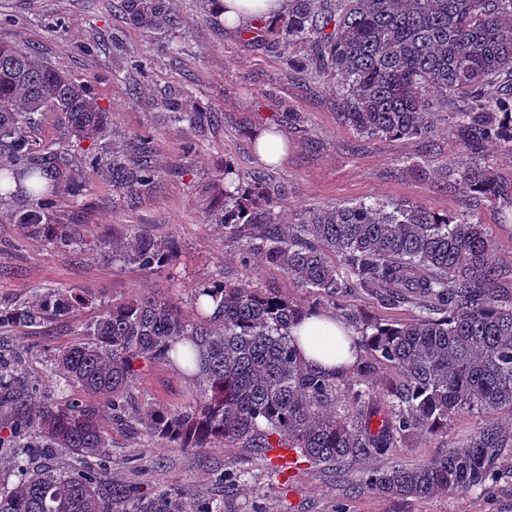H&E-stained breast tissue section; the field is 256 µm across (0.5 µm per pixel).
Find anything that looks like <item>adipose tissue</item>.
<instances>
[{"label": "adipose tissue", "mask_w": 512, "mask_h": 512, "mask_svg": "<svg viewBox=\"0 0 512 512\" xmlns=\"http://www.w3.org/2000/svg\"><path fill=\"white\" fill-rule=\"evenodd\" d=\"M223 3L225 18L236 25L257 17L272 19L288 10V0H223ZM291 333L300 342L304 361H315L327 368L352 362L342 339L343 330L333 317L306 318L294 325Z\"/></svg>", "instance_id": "obj_1"}]
</instances>
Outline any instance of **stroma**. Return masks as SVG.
I'll list each match as a JSON object with an SVG mask.
<instances>
[{"label":"stroma","mask_w":512,"mask_h":512,"mask_svg":"<svg viewBox=\"0 0 512 512\" xmlns=\"http://www.w3.org/2000/svg\"><path fill=\"white\" fill-rule=\"evenodd\" d=\"M113 0H0V42L38 51L41 60L63 68L88 84L108 113L110 135L98 141L68 139L60 112L45 111L30 138L37 147H66L83 186L80 198L59 196L56 218L78 225L83 248L66 250L32 237L11 224V200L0 201V296L27 298L33 291L72 290L94 294L92 305L76 316L49 324L40 333L1 329L0 350L19 356V370L35 391L33 402H63L82 397L77 386L53 370L59 349L73 344L81 323L89 321L112 300L130 299L149 290L192 315L196 285L226 278L257 288L273 287L305 303L309 293L284 272L260 257L243 261L237 246L224 240L223 230L201 219V207L220 166L232 161L243 182L263 174L284 184L281 212L298 219L310 209L356 203L422 204L456 219L471 211L468 199L450 188L445 173L461 155L448 131L446 116H438L431 141L361 138L338 118L336 81L315 82L292 76L276 48L244 40L223 20L210 19L201 0H172L185 24L186 45L176 56L166 41L149 36L115 11ZM185 87L218 112L222 124L214 131L191 133L171 123L149 100L166 89ZM272 128L285 140L281 162L260 158L254 137ZM146 141L161 177L145 196L129 198L114 191L99 168L85 164L86 153L107 159L114 147ZM195 143L184 154L186 143ZM410 157L418 168H401ZM486 224L495 257L512 263V200L502 198L474 210ZM149 233L174 243L176 265L141 273L113 265L104 241L127 240ZM358 308L372 318L406 322L416 315L408 306L386 308L378 302L348 295L323 302V313ZM200 387L171 365L150 364L129 391L135 407L179 411L193 406ZM484 423L478 413H466L448 424V432L419 440L394 459H370L350 466L344 474L306 464L289 477L275 475L265 460L248 448L216 443L202 453L174 448L143 429L130 430L105 419L112 450V481L151 493L175 485L205 495L214 487L225 463L245 473L236 495L235 512H512V475L471 492L430 498H398L361 488L371 469L391 462L418 464L445 455Z\"/></svg>","instance_id":"1"}]
</instances>
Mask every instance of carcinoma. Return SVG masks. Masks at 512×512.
Masks as SVG:
<instances>
[{
	"label": "carcinoma",
	"instance_id": "carcinoma-1",
	"mask_svg": "<svg viewBox=\"0 0 512 512\" xmlns=\"http://www.w3.org/2000/svg\"><path fill=\"white\" fill-rule=\"evenodd\" d=\"M115 8L148 35L178 46L181 22L167 0H116ZM269 41L289 74L337 79L340 117L358 135L428 139L446 112L466 161L448 168L474 205L512 197L477 160L495 142L512 161V0H290L275 23L256 19L244 34ZM174 123L199 131L217 121L188 90L160 100ZM54 108L70 134L101 139L107 113L87 86L8 43L0 50V196L24 201L11 221L59 248L80 244L78 226L54 219V198H78L82 185L52 149L35 155L29 129ZM221 188L204 203V222L224 228L243 258L257 253L316 301L294 302L274 288L212 281L194 288L196 314L147 291L105 307L82 324L79 342L63 348L55 370L89 395L106 398L112 419L137 423L169 446L201 451L215 442L278 449L342 472L369 457L385 458L420 436L448 433V422L478 412L487 422L444 456L417 465L396 463L366 472L363 486L394 497L428 498L483 489L512 460V268L492 260L491 236L467 214L450 220L422 205L359 203L304 212L283 225L276 209L281 185L263 176L243 186L224 161ZM107 179L130 194L153 190L161 170L140 146L112 151ZM168 241L138 234L112 242V262L152 272L174 265ZM353 293L418 315L388 324L362 311L344 312L360 336H348L355 360L325 370L304 363L291 326L320 314L322 300ZM91 299L69 290L0 297V327L40 329ZM177 364L199 382L185 411L128 401L140 364ZM17 358L0 354V390L11 391ZM349 413H336L338 397ZM10 435L0 454L12 456L18 480L0 484V512H235L231 494L244 472L226 464L216 479L223 494L181 488L142 494L113 485L112 452L103 408L89 400L40 403L14 399ZM67 454L71 462L55 459Z\"/></svg>",
	"mask_w": 512,
	"mask_h": 512
}]
</instances>
